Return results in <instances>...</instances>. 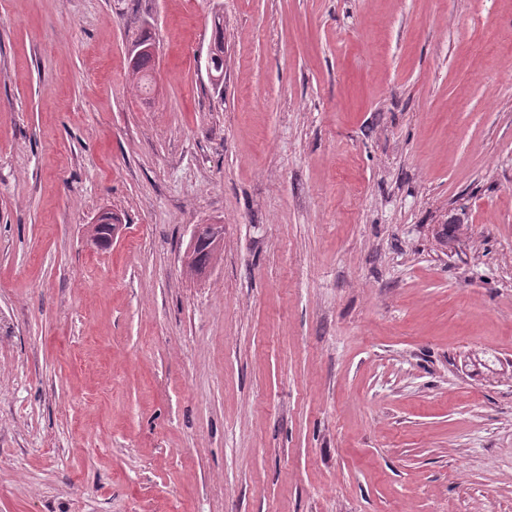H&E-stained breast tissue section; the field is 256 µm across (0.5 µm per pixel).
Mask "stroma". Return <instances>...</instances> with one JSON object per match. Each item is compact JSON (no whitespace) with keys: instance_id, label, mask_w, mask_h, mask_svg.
<instances>
[{"instance_id":"stroma-1","label":"stroma","mask_w":512,"mask_h":512,"mask_svg":"<svg viewBox=\"0 0 512 512\" xmlns=\"http://www.w3.org/2000/svg\"><path fill=\"white\" fill-rule=\"evenodd\" d=\"M0 512H512V0H0ZM224 17L220 13L214 14V25L216 28V35L213 42L214 46L213 57L211 59V71L208 69V74L211 78L217 77L218 82L214 85L218 86L224 83V32H223ZM214 76H213V75ZM135 50H136L135 55H134L135 57L138 55H142V54H148V55L152 56L153 58H155L158 53L156 44H153L151 46H146V47L137 45ZM150 56L143 57L139 62L133 63L132 66L130 63L132 73L135 76H137L138 81H139L138 83L140 84L139 87H140L141 91L145 92V93H149L151 90V88H150V86H151L150 85V83H151L150 82V71L154 67V61Z\"/></svg>"}]
</instances>
